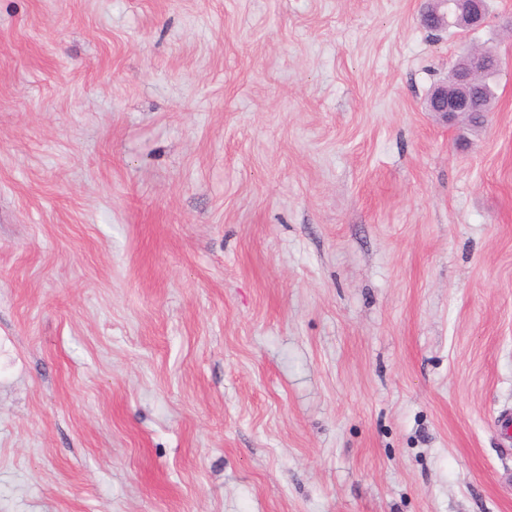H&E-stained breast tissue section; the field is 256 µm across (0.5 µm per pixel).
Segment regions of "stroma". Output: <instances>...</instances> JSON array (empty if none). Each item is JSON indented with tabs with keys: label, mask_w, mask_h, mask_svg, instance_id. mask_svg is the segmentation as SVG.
Segmentation results:
<instances>
[{
	"label": "stroma",
	"mask_w": 512,
	"mask_h": 512,
	"mask_svg": "<svg viewBox=\"0 0 512 512\" xmlns=\"http://www.w3.org/2000/svg\"><path fill=\"white\" fill-rule=\"evenodd\" d=\"M421 0H0V512H512L498 106ZM465 67L464 63L456 61L448 79L434 87L427 99L428 111L438 114L447 125L461 126L468 112H472V122L479 125L488 114L490 104L496 100L493 80H488L487 74L478 71L475 81ZM476 82L482 87L480 94Z\"/></svg>",
	"instance_id": "1"
}]
</instances>
